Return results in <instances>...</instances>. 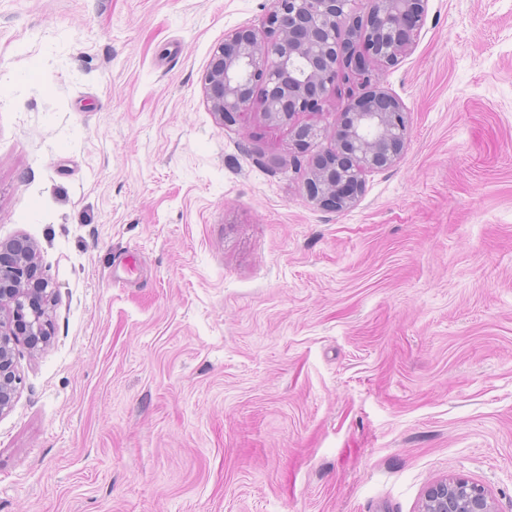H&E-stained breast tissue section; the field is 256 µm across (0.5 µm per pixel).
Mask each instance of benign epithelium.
<instances>
[{
    "label": "benign epithelium",
    "instance_id": "obj_1",
    "mask_svg": "<svg viewBox=\"0 0 512 512\" xmlns=\"http://www.w3.org/2000/svg\"><path fill=\"white\" fill-rule=\"evenodd\" d=\"M355 0H272L262 30L243 26L224 34L203 77L214 116L236 124L258 106L273 126L291 127L297 148L308 151L324 135L318 126L295 123L320 108L344 67L362 84L372 67L393 66L409 54L428 0H368L366 22L353 18ZM259 102L253 101L255 88ZM403 101L381 89L351 97L336 121L335 148L309 160L308 196L321 208L356 205L367 176L395 165L408 138ZM50 283L38 271L36 250L23 238L0 242V415L18 393L16 348L35 352L51 339ZM420 512H496L488 492L463 478L429 486Z\"/></svg>",
    "mask_w": 512,
    "mask_h": 512
}]
</instances>
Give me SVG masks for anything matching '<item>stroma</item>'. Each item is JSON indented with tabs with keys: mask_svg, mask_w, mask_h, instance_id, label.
Listing matches in <instances>:
<instances>
[{
	"mask_svg": "<svg viewBox=\"0 0 512 512\" xmlns=\"http://www.w3.org/2000/svg\"><path fill=\"white\" fill-rule=\"evenodd\" d=\"M270 0H0V241L52 340L19 349L0 512H512V0H428L375 83L401 161L332 212L202 78ZM420 512H496L488 492L463 478H446L429 486Z\"/></svg>",
	"mask_w": 512,
	"mask_h": 512,
	"instance_id": "stroma-1",
	"label": "stroma"
}]
</instances>
